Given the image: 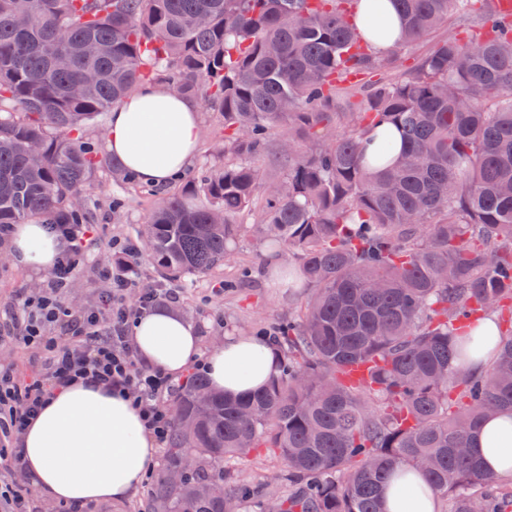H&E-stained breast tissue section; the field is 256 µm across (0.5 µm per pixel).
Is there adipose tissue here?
<instances>
[{
	"mask_svg": "<svg viewBox=\"0 0 512 512\" xmlns=\"http://www.w3.org/2000/svg\"><path fill=\"white\" fill-rule=\"evenodd\" d=\"M107 145L141 182L163 186L189 166L200 145L196 103L161 84L135 92L112 112ZM9 244L17 265L53 267L61 241L43 224L14 225ZM132 341L147 364L179 376L199 356L197 327L180 315L153 311L132 327ZM212 390L230 397L261 390L278 370L261 338L229 336L206 359ZM21 446L27 475L52 499L122 501L140 488L153 467L155 441L139 410L119 392L79 383L60 391L29 421ZM470 448L487 472L512 477V412L485 419ZM386 512H436L435 492L424 472L390 476L383 488Z\"/></svg>",
	"mask_w": 512,
	"mask_h": 512,
	"instance_id": "1",
	"label": "adipose tissue"
}]
</instances>
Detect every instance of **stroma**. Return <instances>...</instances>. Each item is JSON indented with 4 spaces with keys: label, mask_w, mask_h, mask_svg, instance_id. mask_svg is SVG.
I'll return each mask as SVG.
<instances>
[{
    "label": "stroma",
    "mask_w": 512,
    "mask_h": 512,
    "mask_svg": "<svg viewBox=\"0 0 512 512\" xmlns=\"http://www.w3.org/2000/svg\"><path fill=\"white\" fill-rule=\"evenodd\" d=\"M182 181H171L157 193L148 185L113 179L109 171H100L95 187L87 197V210L98 228V241L90 254L81 259L65 288L62 300L73 312L96 308L112 285L101 275L105 266L120 260L112 249L114 239L142 241L148 218L167 194L180 191ZM7 242H0V321L17 314L20 292H38L48 275L17 265L9 258ZM291 263L285 253L267 249L257 239L251 224H244L234 246V259L204 276L174 281L164 276L148 259L141 257L136 276L142 283L180 296L174 312L199 328L202 353L221 347L225 337L245 334L259 336L275 324L297 314L308 298L306 288L277 286L270 278L271 262ZM227 489L245 483L264 486L271 497L287 496L289 487L281 482V460L266 452L250 455L228 464Z\"/></svg>",
    "instance_id": "1"
}]
</instances>
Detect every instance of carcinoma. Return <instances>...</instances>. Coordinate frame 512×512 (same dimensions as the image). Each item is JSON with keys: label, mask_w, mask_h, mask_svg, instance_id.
Returning a JSON list of instances; mask_svg holds the SVG:
<instances>
[{"label": "carcinoma", "mask_w": 512, "mask_h": 512, "mask_svg": "<svg viewBox=\"0 0 512 512\" xmlns=\"http://www.w3.org/2000/svg\"><path fill=\"white\" fill-rule=\"evenodd\" d=\"M407 48L452 12L488 5L486 27L444 36L403 76L329 112L338 86L390 69L354 21L358 0H0V228L82 224L105 168L89 130L145 84L202 100L224 120V163L155 210L149 260L174 277L229 261L238 218L295 256L312 290L272 341L279 371L229 398L191 376L174 400L168 466L152 512H266L224 487V463L263 448L300 486L280 512H383L396 468H417L451 512H512L469 448L488 412L512 410V0H395ZM288 123L278 190L255 159ZM398 127L404 148L366 134ZM495 312L505 330L471 327ZM489 345L482 376L463 366ZM192 466L183 480L169 474Z\"/></svg>", "instance_id": "carcinoma-1"}]
</instances>
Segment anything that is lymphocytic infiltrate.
<instances>
[{"label":"lymphocytic infiltrate","mask_w":512,"mask_h":512,"mask_svg":"<svg viewBox=\"0 0 512 512\" xmlns=\"http://www.w3.org/2000/svg\"><path fill=\"white\" fill-rule=\"evenodd\" d=\"M51 230L66 243L46 287L36 295L20 294L26 318L20 330L0 326V341L8 340L39 348L44 363L30 377L18 378L11 369L0 368V468L26 477V460L20 447L30 420L61 390L81 381L108 386L131 398L144 415L146 430L158 445H168L173 428L169 404L179 383L156 367L144 365L132 343L130 329L143 313L162 301L176 302L173 292L140 283L133 271L140 250L129 241L114 240L122 260L104 268L112 293L94 309L80 314L70 311L60 295L79 260L90 250L96 228L91 224H55ZM138 296L135 305L124 302L127 294Z\"/></svg>","instance_id":"1"}]
</instances>
